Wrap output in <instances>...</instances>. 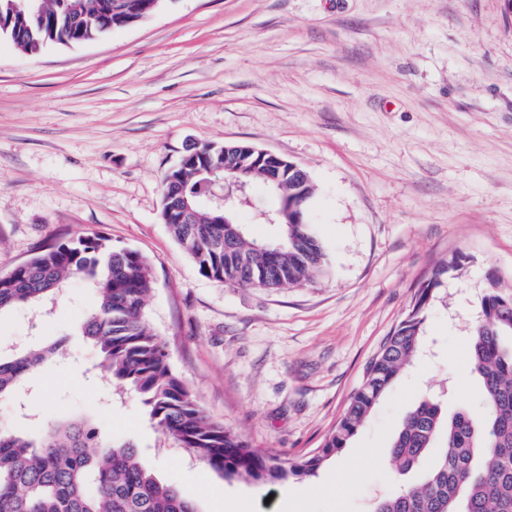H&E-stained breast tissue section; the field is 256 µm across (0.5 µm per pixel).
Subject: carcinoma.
<instances>
[{"mask_svg":"<svg viewBox=\"0 0 512 512\" xmlns=\"http://www.w3.org/2000/svg\"><path fill=\"white\" fill-rule=\"evenodd\" d=\"M78 0H0V37L28 54L51 43H84L105 34L99 4L71 25ZM195 159L167 171L162 196L183 194L191 206L211 193L208 167L224 164V147L203 144ZM162 218L209 279L243 288L276 290L303 285L325 270L326 253L308 224H280L270 241L249 239L242 224H224V211H197L196 223ZM463 257L454 255L417 291L404 318L365 369L364 380L342 418L313 454L289 458L256 448L234 429L206 414L197 393L173 370L166 343L147 322L152 288L147 259L116 250L108 239L80 234L61 241L0 274V312L26 307L50 311L72 277L97 295V307L77 330L102 356L100 375L117 391L143 396L154 423L178 447L226 479L280 484L317 476L326 460L346 447L401 371L421 352L426 315L443 277L458 278ZM470 330V365L481 381L485 415L464 412L447 419L432 399L404 417L391 445L390 465L403 475L431 449L432 469L414 484H400L375 512H512V293L492 286L479 300ZM68 340L48 347L0 348V398L12 397L29 374ZM0 512H197L193 503L162 481L127 441L102 440L83 420L49 427L40 437L0 433Z\"/></svg>","mask_w":512,"mask_h":512,"instance_id":"carcinoma-1","label":"carcinoma"}]
</instances>
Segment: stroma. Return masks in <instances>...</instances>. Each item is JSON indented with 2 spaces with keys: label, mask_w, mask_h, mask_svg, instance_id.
<instances>
[{
  "label": "stroma",
  "mask_w": 512,
  "mask_h": 512,
  "mask_svg": "<svg viewBox=\"0 0 512 512\" xmlns=\"http://www.w3.org/2000/svg\"><path fill=\"white\" fill-rule=\"evenodd\" d=\"M243 141L306 169L328 254L314 282L269 291L200 276L161 219L187 143ZM253 184L236 212L276 234ZM87 233L143 254L145 316L207 412L259 448L312 454L418 288L466 256L429 309L426 353L316 477L228 481L176 447L135 391L113 395L75 329L96 306L71 279L52 314H0V344L67 339L0 399V431L90 417L133 443L198 512H372L389 447L424 396L484 416L468 334L489 277L512 291V9L506 0H166L150 18L32 56L0 38V273Z\"/></svg>",
  "instance_id": "35a3bbf8"
}]
</instances>
